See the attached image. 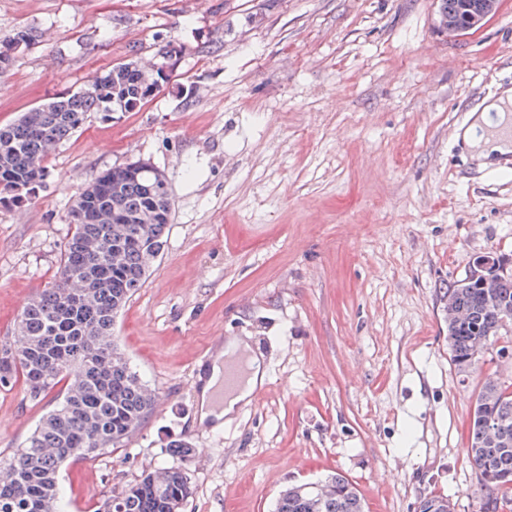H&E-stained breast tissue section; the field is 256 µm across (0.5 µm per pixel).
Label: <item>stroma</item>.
Wrapping results in <instances>:
<instances>
[{
  "label": "stroma",
  "mask_w": 512,
  "mask_h": 512,
  "mask_svg": "<svg viewBox=\"0 0 512 512\" xmlns=\"http://www.w3.org/2000/svg\"><path fill=\"white\" fill-rule=\"evenodd\" d=\"M437 0H0V42L33 29L0 75V124L160 44L175 76L140 111L91 116L43 186L0 203V339L58 270L75 193L99 172L166 176L163 255L112 334L155 395L116 449L66 463L64 512L177 466L181 512H272L281 490L338 473L366 512L430 495L478 512L467 429L483 381L512 375V327L467 375L448 345L449 283L475 258L512 267V181L451 154L463 99L512 77V0L466 35ZM261 338L268 391L204 429L191 376L209 336ZM55 405L0 391V456ZM185 443L188 454L174 451Z\"/></svg>",
  "instance_id": "obj_1"
}]
</instances>
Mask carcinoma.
<instances>
[{"label":"carcinoma","instance_id":"cac0c4a2","mask_svg":"<svg viewBox=\"0 0 512 512\" xmlns=\"http://www.w3.org/2000/svg\"><path fill=\"white\" fill-rule=\"evenodd\" d=\"M473 0H439V8L464 21ZM36 40L21 29L0 43V73L15 51ZM161 62L149 68L118 62L80 91L23 113L0 127V194L20 199L39 188L55 147L95 112L103 120L132 111L133 103L164 85ZM71 235L59 271L22 311L13 336L0 340V390L18 378L32 400L61 382L56 406L15 449L0 459V512H59V471L69 460L90 459L120 444L139 427L154 404L143 383L112 340L117 314L141 288L162 253L171 224V194L164 174L148 163L112 167L75 193ZM474 260L468 282L448 286V342L451 360L465 373L489 337L501 335L512 313V272L483 279ZM468 457L485 494L479 512H512V382L488 377L474 405ZM282 490L273 512H366L355 487L336 473ZM192 495L186 474L156 467L112 497L105 512H180ZM417 512H456L448 497L428 496Z\"/></svg>","mask_w":512,"mask_h":512}]
</instances>
